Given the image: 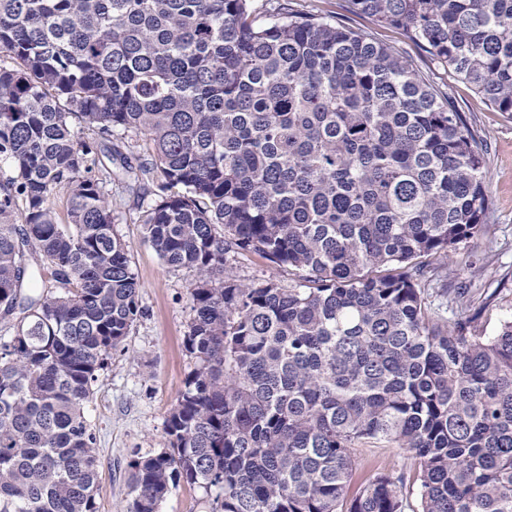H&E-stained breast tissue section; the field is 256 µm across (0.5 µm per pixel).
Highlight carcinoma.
Here are the masks:
<instances>
[{
  "instance_id": "1",
  "label": "carcinoma",
  "mask_w": 512,
  "mask_h": 512,
  "mask_svg": "<svg viewBox=\"0 0 512 512\" xmlns=\"http://www.w3.org/2000/svg\"><path fill=\"white\" fill-rule=\"evenodd\" d=\"M346 8L512 115V0ZM0 53V314L28 312L0 336V512H97L84 406L142 315L100 159L129 134L200 365L128 512L182 481L221 512H512V319L486 334L460 287L451 322L435 286L488 218L486 141L413 59L291 0H0ZM239 250L295 283L237 279ZM45 266L59 291L22 294ZM368 443L418 461L415 508L389 473L351 488Z\"/></svg>"
}]
</instances>
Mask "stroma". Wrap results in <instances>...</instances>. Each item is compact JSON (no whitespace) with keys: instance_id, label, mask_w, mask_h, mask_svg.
<instances>
[{"instance_id":"stroma-1","label":"stroma","mask_w":512,"mask_h":512,"mask_svg":"<svg viewBox=\"0 0 512 512\" xmlns=\"http://www.w3.org/2000/svg\"><path fill=\"white\" fill-rule=\"evenodd\" d=\"M295 9L334 16L355 31L413 55L430 80L443 85L451 101L487 142L484 167L491 192L486 232L466 244L473 266L447 275L449 288L470 284L474 304H485L481 322L494 332L500 320L512 317V116L496 111L466 82L430 68L424 52L415 50L401 31L385 28L372 18L350 14L344 0H292ZM112 181L105 190L112 199V228L127 246L138 273L143 315L132 325L123 344L113 350L101 371L85 414L97 436V512H126L130 500V463L160 452L167 444L166 419L196 361L185 345L194 317L193 271L166 265L145 241L140 216L146 203L126 186L125 165H138L145 151L136 137L113 139ZM234 275L242 279H273L291 284L292 271L253 253L231 257ZM496 290L486 300L488 290ZM357 477L377 471L412 480L414 460L398 448H357L353 451ZM213 495L186 483L173 488L159 512H218Z\"/></svg>"}]
</instances>
